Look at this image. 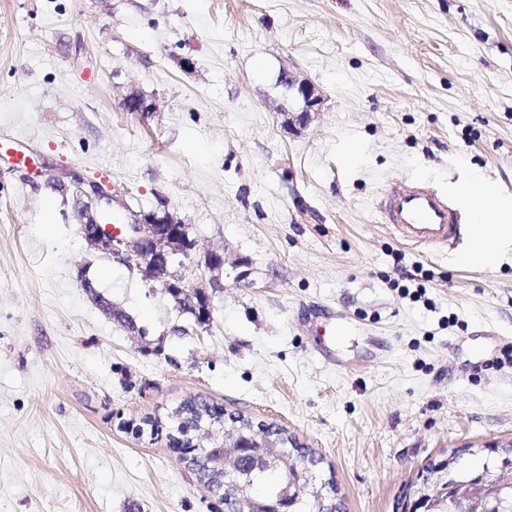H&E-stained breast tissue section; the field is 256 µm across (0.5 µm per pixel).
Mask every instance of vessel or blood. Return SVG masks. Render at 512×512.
Here are the masks:
<instances>
[{"instance_id": "b4317fda", "label": "vessel or blood", "mask_w": 512, "mask_h": 512, "mask_svg": "<svg viewBox=\"0 0 512 512\" xmlns=\"http://www.w3.org/2000/svg\"><path fill=\"white\" fill-rule=\"evenodd\" d=\"M389 229L415 247H455L463 237L462 216L447 196L424 182L389 186L382 204Z\"/></svg>"}]
</instances>
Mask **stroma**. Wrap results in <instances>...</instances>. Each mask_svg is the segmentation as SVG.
Instances as JSON below:
<instances>
[{
  "label": "stroma",
  "instance_id": "obj_1",
  "mask_svg": "<svg viewBox=\"0 0 512 512\" xmlns=\"http://www.w3.org/2000/svg\"><path fill=\"white\" fill-rule=\"evenodd\" d=\"M288 71L324 98L298 132ZM1 137L134 209L165 198L226 264L212 325L177 334L164 288L90 258L71 198L0 161V512H226L169 442L191 397L286 428L342 512L512 441V234L465 262L460 194L512 198V0H0ZM403 179L460 206L456 249L387 228Z\"/></svg>",
  "mask_w": 512,
  "mask_h": 512
}]
</instances>
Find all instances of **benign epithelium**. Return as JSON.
Here are the masks:
<instances>
[{"mask_svg":"<svg viewBox=\"0 0 512 512\" xmlns=\"http://www.w3.org/2000/svg\"><path fill=\"white\" fill-rule=\"evenodd\" d=\"M288 87L301 99L297 112L285 113L284 125L289 129H303L320 111L322 97L315 87L299 81L289 73L283 74ZM121 104L132 112H148L152 103L132 92ZM49 186L73 189L75 205L71 218L80 226V232L90 253L116 260L130 271L141 275L151 285L162 283L166 292L183 308L190 301L192 309L203 310L196 318L199 330H206L214 320L213 294L224 284L225 256L218 251L199 252L198 244L190 235L188 225L169 209L167 201L160 200L162 217L141 215L134 211L112 187L88 181L77 173L66 182L47 178ZM120 208L127 212V221L120 232L114 234L105 223L106 214ZM233 426L224 430L223 442L216 448L204 441L202 432L191 442L190 464L214 480L215 493L224 499L228 512H281L273 505L258 500L250 492L252 473L272 469L283 475V488L278 500L286 501L298 479L305 478L304 486L313 490L317 512H338L331 490L316 484L313 472L315 459L301 454L282 453L280 449L293 444L292 437L281 428L256 426L253 421L230 418ZM233 477L234 491H224ZM504 490L512 494V469L504 468L488 485H471L455 496L448 495V486L438 470L420 477L416 488L406 498L402 512H492L489 499Z\"/></svg>","mask_w":512,"mask_h":512,"instance_id":"benign-epithelium-1","label":"benign epithelium"}]
</instances>
